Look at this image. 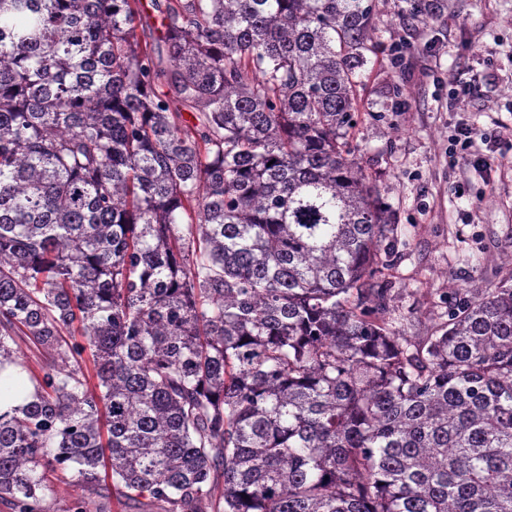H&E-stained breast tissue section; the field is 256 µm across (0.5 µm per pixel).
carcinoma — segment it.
Masks as SVG:
<instances>
[{"label": "carcinoma", "mask_w": 512, "mask_h": 512, "mask_svg": "<svg viewBox=\"0 0 512 512\" xmlns=\"http://www.w3.org/2000/svg\"><path fill=\"white\" fill-rule=\"evenodd\" d=\"M155 6L0 0V499L50 512L47 465L163 512H512V270L422 336L391 308L373 0Z\"/></svg>", "instance_id": "carcinoma-1"}]
</instances>
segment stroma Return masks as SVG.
I'll list each match as a JSON object with an SVG mask.
<instances>
[{"label": "stroma", "mask_w": 512, "mask_h": 512, "mask_svg": "<svg viewBox=\"0 0 512 512\" xmlns=\"http://www.w3.org/2000/svg\"><path fill=\"white\" fill-rule=\"evenodd\" d=\"M375 41L399 49L366 82L356 158L403 232L391 244L392 305L426 330L461 288H485L512 269V0H445L427 23L375 0ZM476 94L453 99L456 79ZM485 133L500 163L491 176L448 156L458 120ZM52 512H140L117 490L100 494L74 472H47Z\"/></svg>", "instance_id": "1"}]
</instances>
